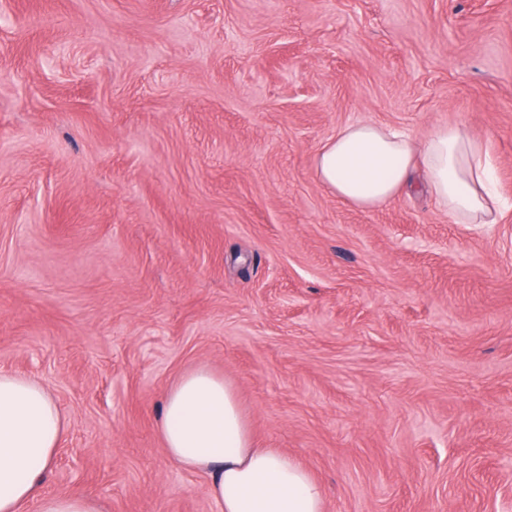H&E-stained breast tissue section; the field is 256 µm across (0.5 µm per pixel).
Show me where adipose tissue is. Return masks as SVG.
I'll return each mask as SVG.
<instances>
[{
    "label": "adipose tissue",
    "instance_id": "1",
    "mask_svg": "<svg viewBox=\"0 0 512 512\" xmlns=\"http://www.w3.org/2000/svg\"><path fill=\"white\" fill-rule=\"evenodd\" d=\"M489 144L459 125L437 127L425 141L374 123L340 128L322 143L316 179L343 203L376 207L423 176L431 197L461 224H495ZM158 433L180 467L206 472L216 512H325L311 473L288 453L256 447L251 425L223 377L205 368L166 390ZM66 432L50 392L37 380L0 372V512H106L80 494L44 495L43 475Z\"/></svg>",
    "mask_w": 512,
    "mask_h": 512
}]
</instances>
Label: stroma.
Segmentation results:
<instances>
[{"label":"stroma","instance_id":"obj_1","mask_svg":"<svg viewBox=\"0 0 512 512\" xmlns=\"http://www.w3.org/2000/svg\"><path fill=\"white\" fill-rule=\"evenodd\" d=\"M492 146L500 223L338 201L342 126ZM223 375L326 512H512V0H0V370L68 422L43 493L213 512L157 432Z\"/></svg>","mask_w":512,"mask_h":512}]
</instances>
